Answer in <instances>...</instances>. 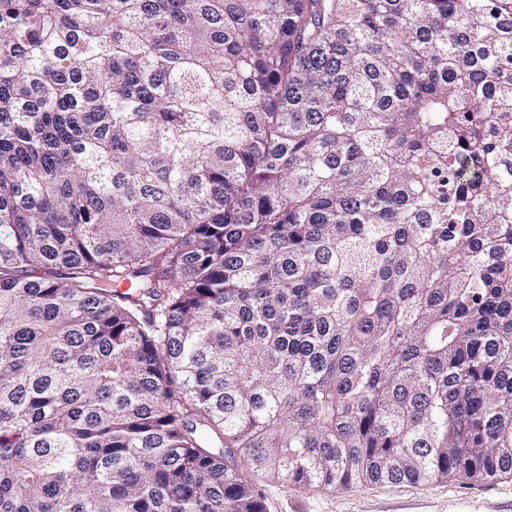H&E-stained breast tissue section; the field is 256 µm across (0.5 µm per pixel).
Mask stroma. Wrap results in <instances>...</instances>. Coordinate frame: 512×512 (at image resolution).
<instances>
[{
  "label": "stroma",
  "instance_id": "35a3bbf8",
  "mask_svg": "<svg viewBox=\"0 0 512 512\" xmlns=\"http://www.w3.org/2000/svg\"><path fill=\"white\" fill-rule=\"evenodd\" d=\"M267 512H512V478L306 490L256 478Z\"/></svg>",
  "mask_w": 512,
  "mask_h": 512
}]
</instances>
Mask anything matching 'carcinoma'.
I'll list each match as a JSON object with an SVG mask.
<instances>
[{"label": "carcinoma", "instance_id": "carcinoma-1", "mask_svg": "<svg viewBox=\"0 0 512 512\" xmlns=\"http://www.w3.org/2000/svg\"><path fill=\"white\" fill-rule=\"evenodd\" d=\"M512 476V0H0V512Z\"/></svg>", "mask_w": 512, "mask_h": 512}]
</instances>
